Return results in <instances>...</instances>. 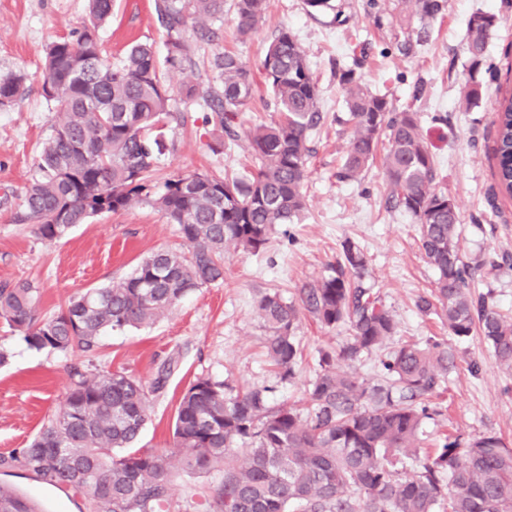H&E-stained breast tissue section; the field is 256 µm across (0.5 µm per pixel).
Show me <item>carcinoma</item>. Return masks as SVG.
<instances>
[{"label": "carcinoma", "instance_id": "obj_1", "mask_svg": "<svg viewBox=\"0 0 512 512\" xmlns=\"http://www.w3.org/2000/svg\"><path fill=\"white\" fill-rule=\"evenodd\" d=\"M167 32L165 64L185 75L178 91L165 83L152 46L131 45L118 63L102 55L99 26L113 0H89L90 20L45 55L42 94L53 103L50 134L35 159L37 176L24 189L15 220L58 242L97 214L134 203L158 208L178 225L190 247L184 256L157 250L116 283L87 289L39 318V292L28 281L0 285V319L35 351L89 352L107 332L137 328L164 317L189 291L224 280V259L239 250L257 254L280 224L305 209L303 193L318 119L319 87L297 38L281 30L267 44L261 73L279 120L247 135L253 166L243 176L176 174L159 190L151 176L176 150L165 129L178 120L174 96L201 98L221 133L214 149L236 144L235 112L253 97L254 79L230 52L211 61L220 86L200 93L197 63L184 37L188 23L214 39L211 22L225 0H154ZM430 20L443 0H410ZM268 0H233L240 35L264 17ZM494 14L468 21L467 49L478 71ZM347 105L343 123L352 138L340 177L355 180L383 151L390 197L419 225L421 248L436 271L434 288L417 308L436 315L456 340L479 328L496 363L512 370V315L468 291L472 270L459 247V211L437 189L433 155L418 113L390 115L386 96L371 92L352 68L341 76ZM26 93L21 73L0 74V109ZM496 181L512 195V95L494 104ZM336 274L301 289V306L277 293L257 310L268 331L267 356L281 377H292L300 356L294 329L305 310L322 326L345 324L351 336L336 353L319 352L306 413L269 404V389L231 394L221 380L196 378L183 392L172 426L171 451L131 452L149 418L148 389L123 371L75 372L59 408L23 448L0 455V470L21 467L40 481L82 496L89 512H170L173 458L188 473L216 470L223 480L205 512H512V448L495 434L468 441L446 434L421 451L423 425L441 415L431 404L444 389L457 356L452 345L401 341L380 359L374 382L349 369L396 333L392 311L363 286L367 259L348 241ZM0 512H38L36 503L0 483Z\"/></svg>", "mask_w": 512, "mask_h": 512}]
</instances>
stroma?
<instances>
[{
	"instance_id": "35a3bbf8",
	"label": "stroma",
	"mask_w": 512,
	"mask_h": 512,
	"mask_svg": "<svg viewBox=\"0 0 512 512\" xmlns=\"http://www.w3.org/2000/svg\"><path fill=\"white\" fill-rule=\"evenodd\" d=\"M269 2L265 17L247 36L237 34L229 6L213 24L218 39H203L191 29L185 36L203 83L213 76L208 62L217 53L232 52L255 72L279 30H289L301 43L321 90V122L310 136L307 206L300 220L276 226L263 252L230 255L223 282L188 292L155 323L105 333L94 354L30 350L0 321V345L13 352L0 366V453L25 447L35 436L63 401L76 368L119 370L148 386L169 358H177L164 389L151 398L150 418L136 442L144 451L170 447L178 401L199 376L225 381L237 391L267 387L273 405L305 410L320 350L336 349L349 331L343 325L324 327L301 313L294 336L302 358L293 377L284 380L266 358L267 331L257 302L274 292L298 301L302 288L332 275L347 241L369 259V283L394 315L396 340L447 338L441 319L422 315L415 306L432 288L436 272L420 248L414 217L390 203L381 164L357 181L337 177L352 132L341 122L347 107L339 80L356 56L362 59L355 66L357 77L370 91L387 96L391 112L420 117L436 182L458 206L462 252L474 268L472 295H490L501 309L512 311V196L498 192L492 156L493 104L512 94V0H447L426 23L403 0H336L343 10L340 24L332 15L312 11L305 0ZM477 12L497 15L500 25L488 40L478 75L481 98L467 110L460 105L469 80L467 21ZM88 19V0H0V74L27 76L25 97L0 109V284H34L44 315L76 292L126 277L151 252L188 250L177 225L144 203L93 216L56 243L41 240L32 225L14 221L17 195L36 175L34 160L54 110L41 92L45 49ZM100 40L104 56L114 62L136 42L151 44L157 58L167 54L154 0H114ZM175 106L181 119L166 135L176 150L162 157L157 181L178 173L220 176L248 168L241 147L211 150L212 112L203 100H179ZM278 117L259 81L253 99L237 111L235 126L243 133ZM455 348L457 367L436 399L441 416L424 428V448H433L446 432L466 439L492 432L512 447V371L497 365L481 335L456 342ZM222 479L216 471L178 472L171 512H197ZM0 482L35 499L41 512H87L79 496L42 484L24 469L12 470Z\"/></svg>"
}]
</instances>
